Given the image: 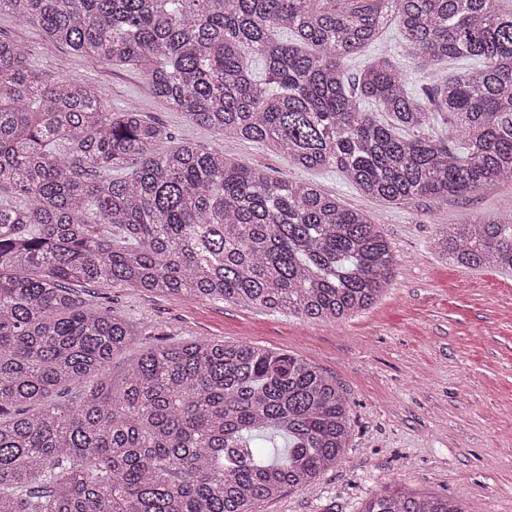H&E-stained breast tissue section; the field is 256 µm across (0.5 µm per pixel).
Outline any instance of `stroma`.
Returning <instances> with one entry per match:
<instances>
[{"label":"stroma","instance_id":"obj_1","mask_svg":"<svg viewBox=\"0 0 512 512\" xmlns=\"http://www.w3.org/2000/svg\"><path fill=\"white\" fill-rule=\"evenodd\" d=\"M0 36L27 43L40 69L95 84L113 109L135 105L176 139L225 149L244 164L314 183L365 211L397 255L390 289L372 308L341 323L138 288L110 290L114 311L144 328L114 368L153 344L247 342L301 358L346 390L353 430L343 461L306 489L258 503L256 512H359L368 497L395 481L480 512H512V274L463 269L433 248L438 225L512 217V184L443 203L420 198L385 206L337 171L307 170L266 143L228 142L192 124L149 94L133 68L91 61L8 14L0 15ZM369 58L406 62L413 84L425 81L395 29L385 30L356 63Z\"/></svg>","mask_w":512,"mask_h":512}]
</instances>
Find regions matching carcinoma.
Listing matches in <instances>:
<instances>
[{
  "label": "carcinoma",
  "mask_w": 512,
  "mask_h": 512,
  "mask_svg": "<svg viewBox=\"0 0 512 512\" xmlns=\"http://www.w3.org/2000/svg\"><path fill=\"white\" fill-rule=\"evenodd\" d=\"M226 140L336 169L383 204L512 182V8L501 0H0ZM394 24L429 76L349 62ZM448 60L465 62L443 78ZM448 121V134L425 130ZM433 248L512 273V219ZM397 257L366 213L116 111L0 37V512H254L340 463L350 399L318 367L191 339L112 360L134 327L84 298L126 285L325 322L370 308ZM87 377L89 387L73 388ZM271 445L262 459L254 440ZM285 438L288 447L278 449ZM362 512H471L403 484Z\"/></svg>",
  "instance_id": "obj_1"
}]
</instances>
